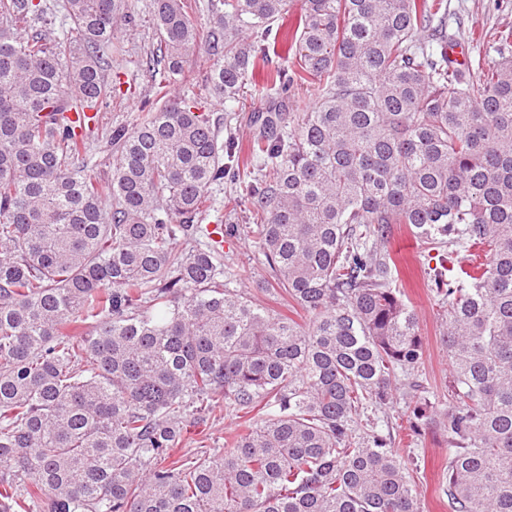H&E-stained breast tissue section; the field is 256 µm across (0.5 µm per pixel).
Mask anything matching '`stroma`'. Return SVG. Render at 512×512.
Here are the masks:
<instances>
[{
  "label": "stroma",
  "instance_id": "1",
  "mask_svg": "<svg viewBox=\"0 0 512 512\" xmlns=\"http://www.w3.org/2000/svg\"><path fill=\"white\" fill-rule=\"evenodd\" d=\"M133 26L119 31L112 40V66L107 80L112 96L98 108L97 129L90 139L88 159L100 181H107L112 168L109 134L114 126L136 125L142 114L159 107L166 84L163 74L145 69L143 62L156 48L159 35L153 21L151 0H126ZM187 12L200 33V48L186 64L185 78L177 85L180 95L198 101L201 111L219 123L220 138L235 135L240 146H247L255 128L262 104L253 84H246L241 96L242 109L226 111L223 103L208 98L202 79L213 62L211 23L207 0H188ZM448 24L460 27L461 44L471 60H494L497 53L493 38L498 31L512 30V0H448ZM381 248L393 258L399 282L407 301L414 306L419 332L424 339L426 355L422 378L439 401H447L450 378L448 351L443 341L441 321L437 317L435 284L429 276L435 261L428 256L424 244L407 225L395 224ZM259 248L253 238L239 235L224 243V262L235 268L242 287L257 292L262 275L258 262ZM238 421L222 409L192 418L184 429L173 458L196 453L199 446L223 450L224 439L236 429ZM401 452H415L423 459L424 479L420 491L425 512H448V504L436 494L437 480L448 468L447 443L441 435L425 430L404 431Z\"/></svg>",
  "mask_w": 512,
  "mask_h": 512
}]
</instances>
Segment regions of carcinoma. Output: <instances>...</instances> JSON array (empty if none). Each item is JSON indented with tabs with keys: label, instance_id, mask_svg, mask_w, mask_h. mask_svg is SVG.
Returning <instances> with one entry per match:
<instances>
[{
	"label": "carcinoma",
	"instance_id": "cac0c4a2",
	"mask_svg": "<svg viewBox=\"0 0 512 512\" xmlns=\"http://www.w3.org/2000/svg\"><path fill=\"white\" fill-rule=\"evenodd\" d=\"M186 2L153 0L145 65L170 83L199 49ZM442 8L211 0L209 96L238 101L278 54L272 23L295 49L262 78L277 98L247 147L257 179L224 203L252 223L209 227L239 144L189 99L112 128L107 184L89 169L125 0H64L53 41L35 27L50 7L0 0V512H424L421 458L376 417L399 388L409 429L448 438V512H512V31L498 59L458 63ZM291 85L315 108L285 113ZM392 224L485 257L433 273L446 407L378 248ZM242 232L307 324L236 287L224 239ZM215 407L244 429L172 459Z\"/></svg>",
	"mask_w": 512,
	"mask_h": 512
}]
</instances>
